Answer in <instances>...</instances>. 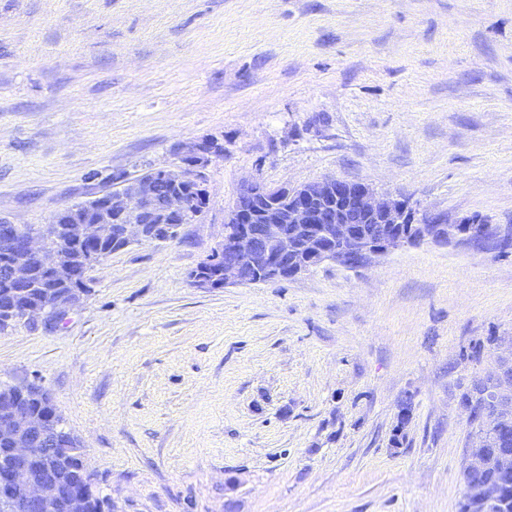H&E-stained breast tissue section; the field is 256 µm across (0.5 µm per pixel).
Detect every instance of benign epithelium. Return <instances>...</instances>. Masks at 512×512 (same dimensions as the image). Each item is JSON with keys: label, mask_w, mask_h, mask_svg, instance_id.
Returning <instances> with one entry per match:
<instances>
[{"label": "benign epithelium", "mask_w": 512, "mask_h": 512, "mask_svg": "<svg viewBox=\"0 0 512 512\" xmlns=\"http://www.w3.org/2000/svg\"><path fill=\"white\" fill-rule=\"evenodd\" d=\"M223 154L224 146L215 138L196 143L181 154V166L155 168L149 180L126 179L121 188L90 202L105 203L118 218L141 214L161 222L166 214L185 210L188 184L207 188L204 169ZM154 179L171 180L178 186L161 213L152 207L150 184ZM66 235L90 244L110 240L112 247L120 250L143 242L146 225L121 224L116 228L101 215L70 225L64 233L54 222L36 232L22 233L16 225L3 221L0 249L30 258L29 263L10 268V281L30 295L44 288L32 266L47 270L60 266V242ZM424 243L511 252L512 232L491 231L478 214L450 222L445 212L422 209L362 182L328 179L288 188L254 181L243 188L224 218L222 243L205 260L206 267L191 271L189 279L197 288L211 289L288 280L323 263L356 270L376 257ZM80 297L79 290L74 289L60 303L45 298L36 305L29 300L0 312L22 324L38 316L55 321L66 316ZM485 379L494 386L493 406L478 412L471 404L463 405L467 422L474 426L473 437L482 444L492 439L499 428L512 423V362H503ZM5 413L0 431L9 439L10 457L19 463L0 473V497L9 501L11 512H55L60 503L66 512H87L92 486L84 468L73 471L71 482H63L45 463L46 449L39 447L41 439L49 438L64 450L67 430L63 420L55 412L33 415L21 396L6 400ZM492 463L499 472L512 473V455L489 459L469 452L463 469L479 474ZM475 494L483 502H495L503 494V485L497 479H488L479 484Z\"/></svg>", "instance_id": "obj_1"}]
</instances>
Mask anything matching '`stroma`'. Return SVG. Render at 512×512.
<instances>
[{
	"instance_id": "35a3bbf8",
	"label": "stroma",
	"mask_w": 512,
	"mask_h": 512,
	"mask_svg": "<svg viewBox=\"0 0 512 512\" xmlns=\"http://www.w3.org/2000/svg\"><path fill=\"white\" fill-rule=\"evenodd\" d=\"M205 138L204 213L0 333V380L49 393L108 512H459L460 397L498 357L462 352L512 336V252L188 274L252 180L512 227V0H0V219L42 227Z\"/></svg>"
}]
</instances>
